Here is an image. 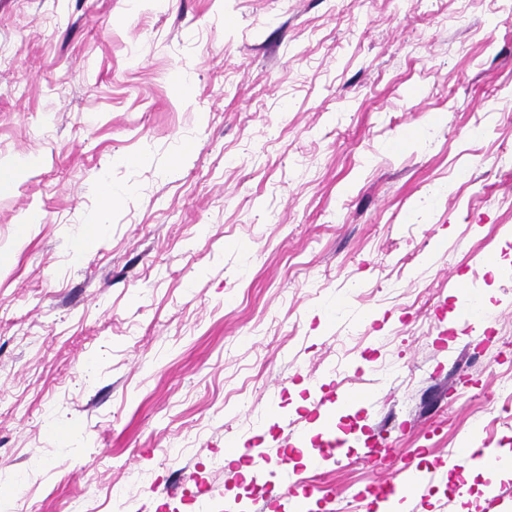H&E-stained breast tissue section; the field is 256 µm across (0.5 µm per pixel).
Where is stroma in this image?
I'll use <instances>...</instances> for the list:
<instances>
[{
	"mask_svg": "<svg viewBox=\"0 0 512 512\" xmlns=\"http://www.w3.org/2000/svg\"><path fill=\"white\" fill-rule=\"evenodd\" d=\"M10 162L11 512H245L255 485L292 512L316 484L366 512L465 437L512 459V0H0ZM467 287L490 331L457 320ZM338 391L350 444L315 470ZM460 470L512 512V467ZM403 503L462 507L441 480Z\"/></svg>",
	"mask_w": 512,
	"mask_h": 512,
	"instance_id": "1",
	"label": "stroma"
}]
</instances>
